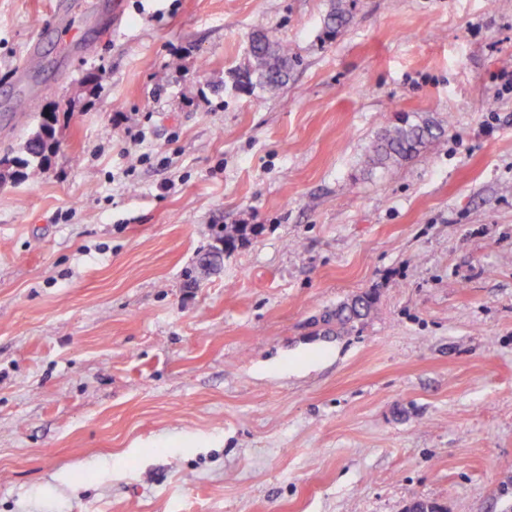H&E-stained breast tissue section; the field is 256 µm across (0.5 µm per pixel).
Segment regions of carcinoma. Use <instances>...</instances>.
<instances>
[{"mask_svg": "<svg viewBox=\"0 0 512 512\" xmlns=\"http://www.w3.org/2000/svg\"><path fill=\"white\" fill-rule=\"evenodd\" d=\"M349 21L343 0L325 18V30L329 36L336 35ZM293 57L288 45L265 37L252 36L248 48V64L232 71L235 86L246 93L255 89L275 96L288 83ZM57 117L54 112L39 114L37 124L30 130L23 145L22 155L0 158V181L19 174L29 177L40 171L59 148ZM445 127L430 119L404 116L387 129L370 147L368 159L371 165L390 169L420 155L428 144L444 137ZM247 226L242 225L234 233H224L223 247L208 255L207 263L216 265L223 253L235 248L236 241L244 238ZM376 297L364 293L327 311L322 322L328 330L341 335L352 330L374 310Z\"/></svg>", "mask_w": 512, "mask_h": 512, "instance_id": "obj_1", "label": "carcinoma"}]
</instances>
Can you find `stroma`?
<instances>
[{
  "label": "stroma",
  "mask_w": 512,
  "mask_h": 512,
  "mask_svg": "<svg viewBox=\"0 0 512 512\" xmlns=\"http://www.w3.org/2000/svg\"><path fill=\"white\" fill-rule=\"evenodd\" d=\"M124 4L0 127L13 157L58 111L0 182V512H512V0H349L332 39L330 0ZM52 5L0 0V113ZM256 31L275 98L230 75ZM403 112L449 130L370 167ZM248 64L242 70H233L235 86L246 93L256 88L268 96H275L288 83L293 57L288 45L258 35L251 37ZM55 112H41L37 124L30 130L23 145L22 155L0 158V181L35 175L53 157L59 148ZM375 304L374 295H356L337 305L335 309L327 311L322 316V322L329 331L336 329V336L347 333L372 313Z\"/></svg>",
  "instance_id": "obj_1"
}]
</instances>
